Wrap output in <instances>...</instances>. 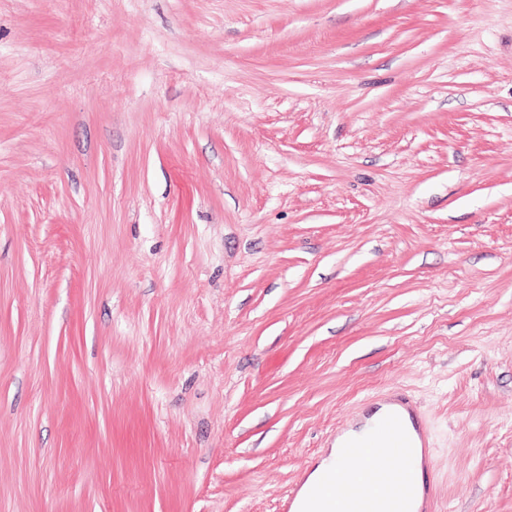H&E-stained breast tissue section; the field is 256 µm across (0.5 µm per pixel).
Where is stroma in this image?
<instances>
[{"label":"stroma","mask_w":512,"mask_h":512,"mask_svg":"<svg viewBox=\"0 0 512 512\" xmlns=\"http://www.w3.org/2000/svg\"><path fill=\"white\" fill-rule=\"evenodd\" d=\"M399 393L512 512V0H0V512H285Z\"/></svg>","instance_id":"obj_1"}]
</instances>
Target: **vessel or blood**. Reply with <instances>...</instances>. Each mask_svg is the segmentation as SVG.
<instances>
[{
    "label": "vessel or blood",
    "mask_w": 512,
    "mask_h": 512,
    "mask_svg": "<svg viewBox=\"0 0 512 512\" xmlns=\"http://www.w3.org/2000/svg\"><path fill=\"white\" fill-rule=\"evenodd\" d=\"M412 452L402 426H382L374 437L343 449L336 481L344 494L333 500V512H408L414 476L403 462Z\"/></svg>",
    "instance_id": "vessel-or-blood-1"
}]
</instances>
